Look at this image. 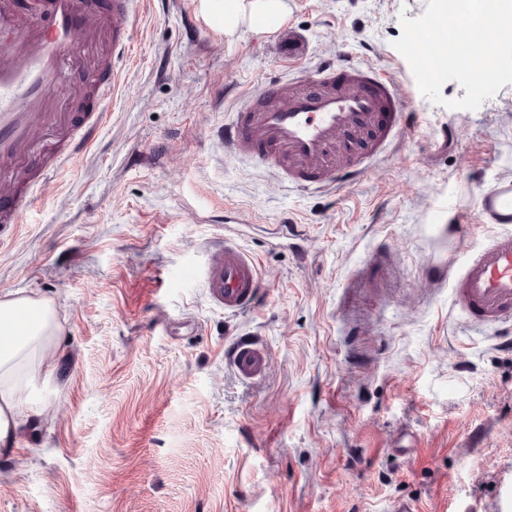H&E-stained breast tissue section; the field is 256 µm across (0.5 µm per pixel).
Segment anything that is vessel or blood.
I'll return each instance as SVG.
<instances>
[{
  "label": "vessel or blood",
  "mask_w": 512,
  "mask_h": 512,
  "mask_svg": "<svg viewBox=\"0 0 512 512\" xmlns=\"http://www.w3.org/2000/svg\"><path fill=\"white\" fill-rule=\"evenodd\" d=\"M132 0H44L40 18L23 17L13 0H0V238L20 222L30 195L17 191L32 172L42 180L56 176L93 140L108 118L107 102L120 88L122 66L131 49ZM112 30V65L87 96L78 135L66 152L44 165L35 137L56 126L52 90L69 86L86 71L87 39ZM412 123L404 110L401 84L390 74L344 59L326 60L310 74L263 83L245 93L228 123L224 146L238 159L270 168L289 185L337 193L356 182ZM481 223L501 225L464 262L432 268L430 279L452 277L453 302L471 320L512 321V178L484 192L478 203ZM206 286L225 312L241 313L261 296L256 261L225 242L210 266ZM244 380L262 377L268 349L252 337L238 338L229 354Z\"/></svg>",
  "instance_id": "1"
}]
</instances>
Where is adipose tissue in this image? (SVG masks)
<instances>
[{"instance_id": "adipose-tissue-1", "label": "adipose tissue", "mask_w": 512, "mask_h": 512, "mask_svg": "<svg viewBox=\"0 0 512 512\" xmlns=\"http://www.w3.org/2000/svg\"><path fill=\"white\" fill-rule=\"evenodd\" d=\"M215 28L231 34L243 22L282 21L284 0H200ZM63 329L51 298L0 293V453L13 451L36 410L28 390L48 381V362L61 349Z\"/></svg>"}]
</instances>
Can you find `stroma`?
<instances>
[{"label": "stroma", "instance_id": "obj_1", "mask_svg": "<svg viewBox=\"0 0 512 512\" xmlns=\"http://www.w3.org/2000/svg\"><path fill=\"white\" fill-rule=\"evenodd\" d=\"M199 0H134L110 117L0 241V293L53 298L57 382L0 455V512H512V349L425 269L481 192L512 177V84L475 110L431 103L392 43L427 0H285L283 23L227 36ZM341 54L405 80L414 128L336 197L235 161L242 96ZM302 227L297 245L279 225ZM233 224L264 277L231 315L204 285ZM258 336L270 367L225 359ZM231 366L243 380L262 377L269 367L268 349L252 337H240L233 344L229 354Z\"/></svg>", "mask_w": 512, "mask_h": 512}]
</instances>
